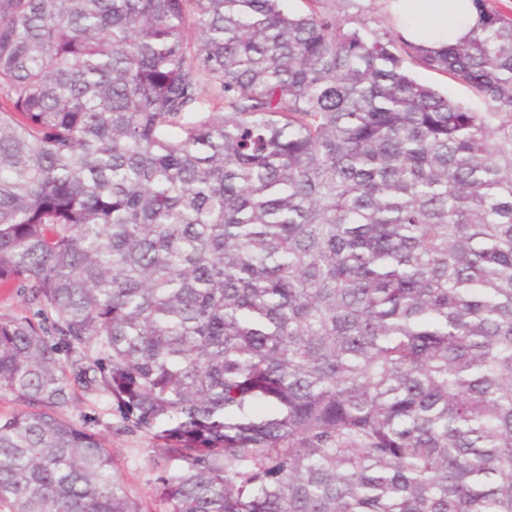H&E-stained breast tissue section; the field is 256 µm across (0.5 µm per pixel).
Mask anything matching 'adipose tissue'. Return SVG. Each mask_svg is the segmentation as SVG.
<instances>
[{
	"label": "adipose tissue",
	"instance_id": "ef3b65f1",
	"mask_svg": "<svg viewBox=\"0 0 512 512\" xmlns=\"http://www.w3.org/2000/svg\"><path fill=\"white\" fill-rule=\"evenodd\" d=\"M402 36L430 48L467 38L477 18L472 0H392Z\"/></svg>",
	"mask_w": 512,
	"mask_h": 512
}]
</instances>
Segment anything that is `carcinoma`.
<instances>
[{"label": "carcinoma", "instance_id": "1", "mask_svg": "<svg viewBox=\"0 0 512 512\" xmlns=\"http://www.w3.org/2000/svg\"><path fill=\"white\" fill-rule=\"evenodd\" d=\"M0 0L3 512H512V15ZM464 84L479 112L418 83ZM323 0L322 6L340 11L345 18L366 20L372 28L395 27L390 4L402 36L430 48L464 40L476 24L471 0H356V4ZM352 20V21H353ZM78 399L60 414L72 422L105 435L112 458L125 479L131 494L143 502L145 509L154 512L152 498L155 471L148 461L150 441L141 432L115 434L109 426L119 420L112 401L102 393H87L76 388Z\"/></svg>", "mask_w": 512, "mask_h": 512}]
</instances>
